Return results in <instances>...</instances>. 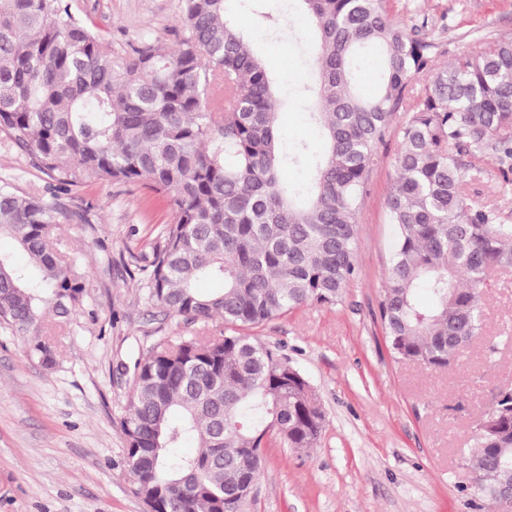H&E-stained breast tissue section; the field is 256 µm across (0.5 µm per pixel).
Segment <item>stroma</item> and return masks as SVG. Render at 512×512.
<instances>
[{
	"mask_svg": "<svg viewBox=\"0 0 512 512\" xmlns=\"http://www.w3.org/2000/svg\"><path fill=\"white\" fill-rule=\"evenodd\" d=\"M113 56L159 42L174 48L180 0H68ZM281 15L282 33L257 35L256 51L281 77L283 145H321L299 107L297 87L312 82L316 33L298 16L297 0H265ZM255 0H226V16L257 28ZM406 31L436 43V66L475 43L512 37V0H383ZM399 140L379 147L357 226L361 273L336 306L305 305L259 331L300 370L326 416L316 445H267V464L249 512H498L475 489L463 450L474 419L502 387H512V271L495 272L485 295L483 341L456 367L431 370L396 361L379 303L396 240L386 200L397 172ZM468 193L512 224V183L486 152ZM45 198L49 178L0 133V181ZM53 245L84 285L70 323L46 319L42 334L56 352L45 367L24 353L20 337L0 328V512H147L125 458L120 420L137 361L162 338L208 336L221 319L189 322L165 315L149 298L140 271L152 257L171 203L139 185L89 182L61 195Z\"/></svg>",
	"mask_w": 512,
	"mask_h": 512,
	"instance_id": "obj_1",
	"label": "stroma"
}]
</instances>
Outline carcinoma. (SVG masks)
I'll return each instance as SVG.
<instances>
[{
  "mask_svg": "<svg viewBox=\"0 0 512 512\" xmlns=\"http://www.w3.org/2000/svg\"><path fill=\"white\" fill-rule=\"evenodd\" d=\"M317 34L309 113L323 149L306 188L282 178L299 151L280 144L276 80L251 34L224 19V0H182L177 47L143 43L127 57L67 0H0V132L63 192L88 181L142 184L175 206L141 268L163 311L218 317L226 332L159 340L135 365L120 421L136 493L163 512H248L276 438L313 447L325 413L310 384L251 334L304 304L335 306L360 273L356 226L379 146L395 132L397 180L386 202L397 246L379 304L395 359L453 367L483 336L480 294L512 269V224L465 191L460 156L498 157L512 182V37L476 45L433 68L435 44L408 34L380 0H297ZM377 58L373 93L359 62ZM431 74L417 88L414 80ZM398 112L405 120L394 127ZM59 203L0 184V235L30 267L0 254V328L26 356L55 362L40 336L48 316L73 319L83 286L52 247ZM224 288L202 293L201 280ZM425 289L430 302H420ZM192 438L193 456L167 449ZM464 458L477 494L501 504L512 482V389L475 420ZM190 477L192 489L166 497Z\"/></svg>",
  "mask_w": 512,
  "mask_h": 512,
  "instance_id": "cac0c4a2",
  "label": "carcinoma"
}]
</instances>
